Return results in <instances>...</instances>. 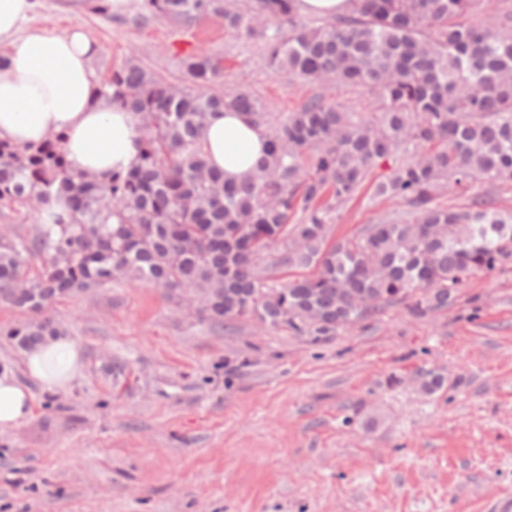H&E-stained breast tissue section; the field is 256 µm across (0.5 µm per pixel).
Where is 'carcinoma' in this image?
Masks as SVG:
<instances>
[{
  "instance_id": "obj_1",
  "label": "carcinoma",
  "mask_w": 512,
  "mask_h": 512,
  "mask_svg": "<svg viewBox=\"0 0 512 512\" xmlns=\"http://www.w3.org/2000/svg\"><path fill=\"white\" fill-rule=\"evenodd\" d=\"M351 12L304 20L296 0H139L142 19L264 43L276 73L374 97L352 112L321 96L272 121L246 91L225 92L224 58L186 55L170 84L133 59L96 92L141 122L138 163L98 182L75 171L59 135L0 143V209L26 211L32 236L0 239V302L33 315L91 288L145 282L196 304L214 325L286 326L317 340L404 304L422 318L452 305L477 273L512 261V213L448 188L512 181V0H352ZM230 109L267 127L269 149L246 181H224L201 133ZM394 159L369 200L405 204L353 238L328 243L338 212ZM298 223H292L294 216ZM278 253L275 262L264 256ZM307 273L280 278L279 269ZM5 335L21 349L56 335L44 317Z\"/></svg>"
}]
</instances>
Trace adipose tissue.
I'll return each mask as SVG.
<instances>
[{
	"mask_svg": "<svg viewBox=\"0 0 512 512\" xmlns=\"http://www.w3.org/2000/svg\"><path fill=\"white\" fill-rule=\"evenodd\" d=\"M32 0H0V140L36 144L64 134L72 167L107 181L132 168L139 156V121L110 98L97 96L93 62L100 48L81 27L63 34L27 27ZM203 149L227 182L248 178L266 148L264 127L241 113L209 116ZM25 371L43 390L68 387L81 374L82 355L66 336H49L24 355ZM31 393L12 371L0 372V432L19 427L31 413Z\"/></svg>",
	"mask_w": 512,
	"mask_h": 512,
	"instance_id": "ef3b65f1",
	"label": "adipose tissue"
}]
</instances>
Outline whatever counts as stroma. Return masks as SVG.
I'll return each mask as SVG.
<instances>
[{"label":"stroma","instance_id":"obj_1","mask_svg":"<svg viewBox=\"0 0 512 512\" xmlns=\"http://www.w3.org/2000/svg\"><path fill=\"white\" fill-rule=\"evenodd\" d=\"M108 15L37 0L28 26H81L98 78L136 57L173 82L180 59L223 55L226 89L279 116L311 96L357 112L350 87L303 84L267 66L263 44L222 20L205 38L164 19L137 23V0ZM403 204L344 205L331 237L360 233ZM84 368L0 432V512H494L512 501V264L480 274L425 318L389 306L319 340L248 321L215 327L163 289L129 282L50 310ZM441 377L424 392L425 374Z\"/></svg>","mask_w":512,"mask_h":512}]
</instances>
